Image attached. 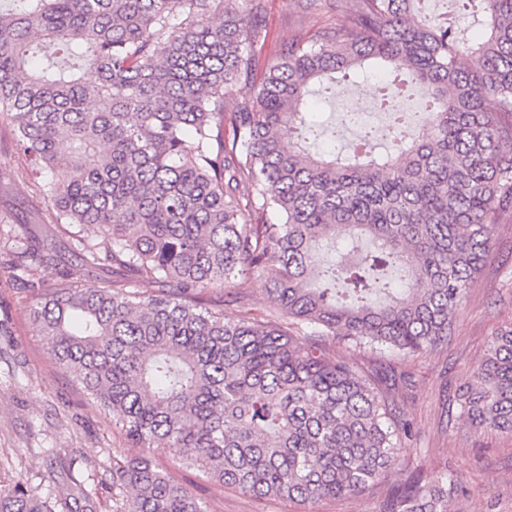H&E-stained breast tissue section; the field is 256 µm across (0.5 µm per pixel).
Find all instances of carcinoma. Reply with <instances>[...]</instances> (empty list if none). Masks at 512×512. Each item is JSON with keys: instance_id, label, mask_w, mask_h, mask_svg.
Listing matches in <instances>:
<instances>
[{"instance_id": "cac0c4a2", "label": "carcinoma", "mask_w": 512, "mask_h": 512, "mask_svg": "<svg viewBox=\"0 0 512 512\" xmlns=\"http://www.w3.org/2000/svg\"><path fill=\"white\" fill-rule=\"evenodd\" d=\"M0 11V116L41 179L52 224L112 278H61L28 233L3 267L34 293L30 317L60 367L146 454L112 465L125 512H208L151 453L167 451L240 492L313 503L367 490L399 465L411 423L330 343L414 357L443 343L512 209V0H456L482 35L416 20V0H350L336 23L292 40L256 74L262 0H9ZM86 61L95 79H83ZM384 77L432 104L418 136L395 100L386 133L344 122L385 152H320L315 88L348 72ZM248 100L229 98L237 83ZM66 167L58 183L51 173ZM276 279L262 320L246 276ZM154 283V291L141 290ZM234 290L230 319L201 305ZM459 416L512 432V327L455 397ZM454 474L411 476L384 512H448ZM22 478L0 512H79Z\"/></svg>"}]
</instances>
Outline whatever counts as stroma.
Wrapping results in <instances>:
<instances>
[{"instance_id": "obj_1", "label": "stroma", "mask_w": 512, "mask_h": 512, "mask_svg": "<svg viewBox=\"0 0 512 512\" xmlns=\"http://www.w3.org/2000/svg\"><path fill=\"white\" fill-rule=\"evenodd\" d=\"M267 37L255 51L258 69L277 62L284 44L311 35L324 19L303 16L295 0H264ZM38 184L16 152L12 126L0 117V256L11 250L20 225L55 239L61 268L85 289L108 279L106 270L83 269L73 242L55 224L39 220L31 206ZM28 294L0 276V491L22 477L65 496L86 489L93 512H119L112 496L113 459L141 456L98 409L72 386L29 316ZM512 325V212L495 226L492 254L457 309L446 341L410 359L395 353L336 343L338 355L371 372L387 366L408 372L411 389L392 392L396 408L413 424L398 469L377 487L343 499L313 504L252 497L212 480L196 466L155 452V464L187 486L210 512H383L392 486L407 475L439 471L457 475L460 489L448 512H512V433L477 429L460 420L454 395L482 360L495 333Z\"/></svg>"}]
</instances>
